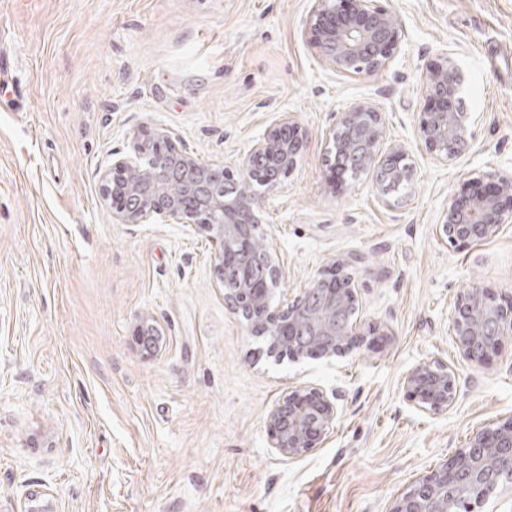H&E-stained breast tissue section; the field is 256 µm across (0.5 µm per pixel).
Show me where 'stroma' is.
<instances>
[{"instance_id": "obj_1", "label": "stroma", "mask_w": 512, "mask_h": 512, "mask_svg": "<svg viewBox=\"0 0 512 512\" xmlns=\"http://www.w3.org/2000/svg\"><path fill=\"white\" fill-rule=\"evenodd\" d=\"M401 53L372 79L319 62L311 0H0V48L25 108L0 87V512L50 491L57 512H388L393 500L512 417V335L484 366L451 336L458 294L512 296V224L465 247L436 228L481 174L512 175V0H390ZM449 54L476 121L470 150L432 158L415 129L424 74ZM370 100L410 181L388 203L366 176L331 183L326 130ZM307 142L266 191L261 229L285 271L283 307L354 259L360 334L344 355H271L224 302L192 227L120 224L101 196L114 159L164 132L238 169L275 116ZM163 336L144 354L142 315ZM453 368L448 410L417 409L403 377ZM300 386L341 391L336 427L294 459L268 414Z\"/></svg>"}]
</instances>
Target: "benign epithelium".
Wrapping results in <instances>:
<instances>
[{"label":"benign epithelium","instance_id":"obj_1","mask_svg":"<svg viewBox=\"0 0 512 512\" xmlns=\"http://www.w3.org/2000/svg\"><path fill=\"white\" fill-rule=\"evenodd\" d=\"M305 33L315 56L344 75L373 77L401 52L402 23L382 0H313ZM463 78L455 60L443 55L424 75L428 107L420 113L416 140L426 153L447 162L470 147L473 113L462 106ZM386 138L384 113L372 101H360L337 113L325 132L329 153L336 156V178L367 176L382 202L388 203V178L408 173L407 151ZM307 132L295 114L281 112L251 148L236 173L200 161L166 133L146 134L134 154L112 162L103 175L102 199L112 205L120 224H140L158 216L190 224L214 244L217 281L224 271L237 270L236 294L224 295L234 310L250 308L251 333L263 336L270 353L288 352L298 358L342 355L356 336L348 308L355 305L360 280L349 259L334 263L340 272L325 270L283 310L272 306L284 276L270 247L267 266L256 273L245 262L257 243H264L260 215L264 196L259 186L274 187L297 167ZM512 223V177H494L492 188L452 201L442 213L440 239L451 246H468L491 239ZM454 342L463 359L482 366L500 340L512 334V301H497L484 288L463 291L451 318ZM404 387L422 411L448 410L457 394L453 369L434 362L411 368ZM341 393L299 387L285 394L269 412L271 447L285 459L296 458L323 443L336 425ZM512 476V417L493 428L475 432L468 446L420 479L396 498L389 512H456L463 498L478 499L496 488L503 475ZM21 512H56L54 496L30 494Z\"/></svg>","mask_w":512,"mask_h":512}]
</instances>
